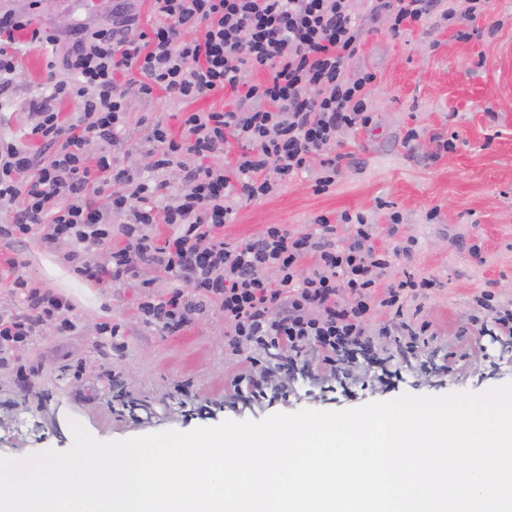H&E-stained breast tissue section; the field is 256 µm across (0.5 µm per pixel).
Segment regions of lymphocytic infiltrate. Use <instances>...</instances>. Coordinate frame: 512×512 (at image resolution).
<instances>
[{"instance_id": "1", "label": "lymphocytic infiltrate", "mask_w": 512, "mask_h": 512, "mask_svg": "<svg viewBox=\"0 0 512 512\" xmlns=\"http://www.w3.org/2000/svg\"><path fill=\"white\" fill-rule=\"evenodd\" d=\"M437 0H365L371 17L386 16L391 33L423 22ZM150 31L131 37L132 16L113 9L109 22L74 30L63 58L64 77L51 78L50 93L31 101L29 136L35 154L0 135V207L13 221L0 238L39 235L47 247H67L75 271L96 281L120 284L157 267L179 283L167 296L147 298V322L180 334L204 303L224 315L225 341L245 359L234 374L235 391L254 393L282 386L287 376L264 366L269 350L312 357L323 368L337 356L373 351L393 336L416 338L430 321L404 314L409 299L434 288L429 278H394L397 259L411 257L413 236L400 232L392 213V250L372 244L364 215L339 219L316 215L308 231L269 224L237 245L220 235L241 203L271 196L302 171L314 170V189L327 191L341 171L336 134L367 126L368 92L374 74H349L364 37L356 0H152ZM43 42L28 16L0 15V94L19 78L14 54L18 33ZM138 73L133 84L120 76ZM163 90L183 104L228 90L236 98L228 112L180 115L181 136L167 123L148 127L152 160L146 173L118 166L128 124V97ZM74 99L79 112L64 122L59 101ZM243 147L231 167L218 164L228 141ZM99 152L90 155L89 143ZM181 173L170 184V171ZM118 184L107 208L89 197L91 184ZM353 235L336 240L337 224ZM171 229L158 238L154 225ZM108 249L106 263L94 253ZM309 269H302L304 259ZM11 287L27 291L29 313L0 316V349L26 341L46 324L73 329L60 319L63 299L39 293L19 272V262L0 260ZM387 314L378 322L379 314Z\"/></svg>"}]
</instances>
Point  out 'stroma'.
<instances>
[{
    "label": "stroma",
    "mask_w": 512,
    "mask_h": 512,
    "mask_svg": "<svg viewBox=\"0 0 512 512\" xmlns=\"http://www.w3.org/2000/svg\"><path fill=\"white\" fill-rule=\"evenodd\" d=\"M29 14L35 26L58 35L54 48L21 36L16 59L21 79L0 99V134L24 138L31 119L25 107L48 86L49 57H61L72 29L105 21L112 0H98L84 14L78 0H0V12ZM463 40L441 15L392 35L386 18L365 23L362 44L349 69L374 72L373 122L338 135L347 164L327 192H315L314 174L300 173L278 193L243 204L224 239L236 243L269 224L305 230L320 213H363L375 247L390 249L391 213L403 218V234L417 240L404 269L441 281L424 299L436 335L412 352L387 341L379 358L345 356L335 376L298 360L285 395L252 402L228 384L237 358L224 346V318L204 305L179 335L146 322L138 305L164 297L175 281L147 268L140 280L107 286L77 274L62 250L37 238L5 243L0 254H19L33 287L66 300L74 327L47 325L0 363V455L25 459L72 443L71 421L100 440H121L166 431L186 432L223 420H260L303 409L337 411L405 394L441 397L481 392L512 383V338L492 322L470 324L475 292L490 287L512 301V0H491L486 14L469 24ZM183 104L158 91L130 102L128 142L119 163L135 171L150 162L144 152L142 116L179 130ZM417 137L406 141L409 130ZM454 138L437 152L436 138ZM435 220H427L430 210ZM481 242L479 256L468 246ZM151 280V288L140 285ZM119 327L121 349L99 327ZM37 371L19 377L18 364Z\"/></svg>",
    "instance_id": "stroma-1"
}]
</instances>
